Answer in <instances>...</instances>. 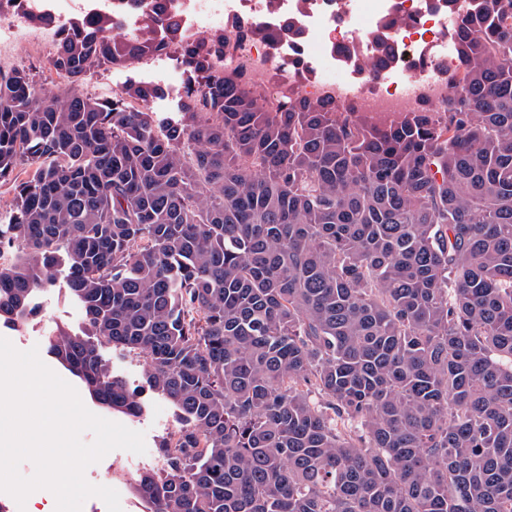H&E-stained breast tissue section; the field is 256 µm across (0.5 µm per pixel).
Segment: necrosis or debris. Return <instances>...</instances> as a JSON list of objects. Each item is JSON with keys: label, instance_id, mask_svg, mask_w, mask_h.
Listing matches in <instances>:
<instances>
[{"label": "necrosis or debris", "instance_id": "1", "mask_svg": "<svg viewBox=\"0 0 512 512\" xmlns=\"http://www.w3.org/2000/svg\"><path fill=\"white\" fill-rule=\"evenodd\" d=\"M153 0L131 8L127 0H25L22 9L0 14V43H52L61 29L77 17L96 14L112 18L125 30L134 29ZM279 7L301 18V40L254 41L238 38L224 56L226 67L245 66L257 77L285 73L298 67L310 74L300 88L310 95H334L346 106L364 112H414L434 107L448 96L447 74L457 64L448 38L445 0H280ZM189 32L228 29L244 18L276 25L268 0H169ZM49 20L32 24L30 15ZM394 16L409 20L404 31L391 37V63L370 75L365 60L375 58L370 39L375 26ZM341 80H334L336 71Z\"/></svg>", "mask_w": 512, "mask_h": 512}]
</instances>
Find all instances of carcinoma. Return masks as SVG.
Listing matches in <instances>:
<instances>
[{"mask_svg":"<svg viewBox=\"0 0 512 512\" xmlns=\"http://www.w3.org/2000/svg\"><path fill=\"white\" fill-rule=\"evenodd\" d=\"M447 2L458 64L418 112L222 68L236 32L299 39L291 15L60 31L72 84L175 51L174 116L155 82L58 98L0 71V320L27 323L63 265L83 320L48 352L132 418L101 350L143 358L185 422L134 481L148 512H512V0ZM187 76L181 67L156 74L155 81L161 83L167 91V97L164 100H158L153 104V109L157 112H175L176 103L182 94V87L186 82Z\"/></svg>","mask_w":512,"mask_h":512,"instance_id":"cac0c4a2","label":"carcinoma"}]
</instances>
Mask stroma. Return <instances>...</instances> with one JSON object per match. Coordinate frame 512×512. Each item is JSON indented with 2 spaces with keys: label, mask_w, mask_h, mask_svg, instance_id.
Segmentation results:
<instances>
[{
  "label": "stroma",
  "mask_w": 512,
  "mask_h": 512,
  "mask_svg": "<svg viewBox=\"0 0 512 512\" xmlns=\"http://www.w3.org/2000/svg\"><path fill=\"white\" fill-rule=\"evenodd\" d=\"M52 54L53 48L49 45L35 47L6 43L0 45V69L32 70L38 75L45 90L59 97L75 92L108 97L114 89L124 84L129 75L140 76L152 73L150 65L145 62L135 65L130 71L103 66L97 69L86 82L74 86L50 70L49 60ZM65 288L64 276L56 275L52 285L36 296L38 308L31 321L26 326L18 328L0 324V337L9 339L20 350L38 348L41 360L76 388L85 406L94 414L123 424L132 430L144 432L145 454L136 455L125 450H115L98 463L90 465L85 471V477L89 483L108 486L118 491L122 512H141L140 501L132 489L133 480L148 465H151L156 455V441L161 436L179 429L181 425L179 413L169 400L150 392L143 397L146 410L140 418L132 419L122 413L108 411L89 396L78 378L73 377L50 356L46 347L47 336L60 327L77 328L82 320L80 307L68 297Z\"/></svg>",
  "instance_id": "obj_1"
}]
</instances>
